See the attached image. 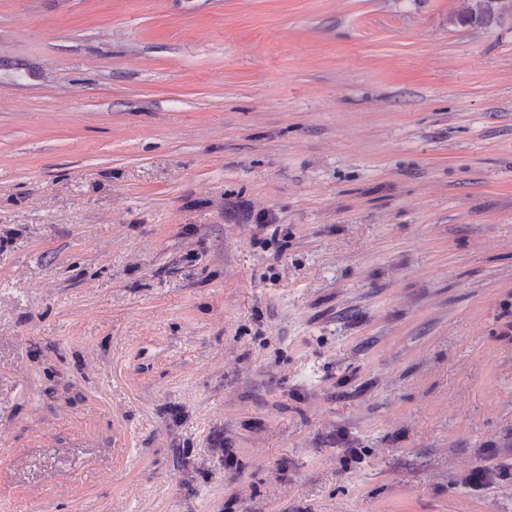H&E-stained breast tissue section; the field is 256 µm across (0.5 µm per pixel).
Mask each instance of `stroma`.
<instances>
[{"label":"stroma","instance_id":"35a3bbf8","mask_svg":"<svg viewBox=\"0 0 512 512\" xmlns=\"http://www.w3.org/2000/svg\"><path fill=\"white\" fill-rule=\"evenodd\" d=\"M466 6L0 0V512H512Z\"/></svg>","mask_w":512,"mask_h":512}]
</instances>
